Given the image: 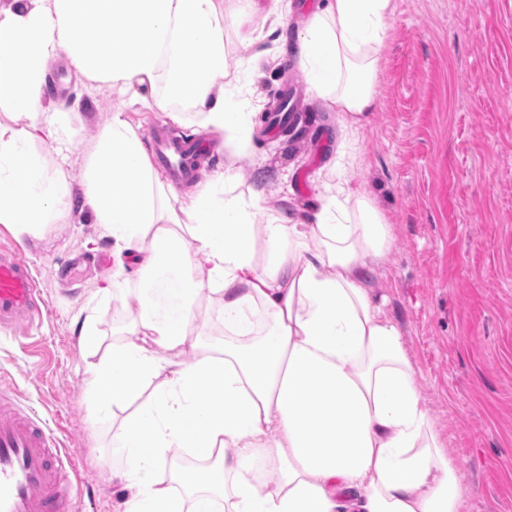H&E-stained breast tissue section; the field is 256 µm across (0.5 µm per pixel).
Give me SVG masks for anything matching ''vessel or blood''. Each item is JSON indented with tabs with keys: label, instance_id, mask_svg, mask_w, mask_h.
I'll use <instances>...</instances> for the list:
<instances>
[{
	"label": "vessel or blood",
	"instance_id": "b4317fda",
	"mask_svg": "<svg viewBox=\"0 0 512 512\" xmlns=\"http://www.w3.org/2000/svg\"><path fill=\"white\" fill-rule=\"evenodd\" d=\"M156 156L175 179L192 174L196 145L169 134L153 139ZM28 267L11 249L0 248V327L19 315L42 314ZM74 453L36 416L0 392V512H72Z\"/></svg>",
	"mask_w": 512,
	"mask_h": 512
}]
</instances>
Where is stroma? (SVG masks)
<instances>
[{
    "instance_id": "35a3bbf8",
    "label": "stroma",
    "mask_w": 512,
    "mask_h": 512,
    "mask_svg": "<svg viewBox=\"0 0 512 512\" xmlns=\"http://www.w3.org/2000/svg\"><path fill=\"white\" fill-rule=\"evenodd\" d=\"M270 0H223L228 84L268 116L294 93V135L263 126L250 150L173 123L130 95L87 91L64 62L51 64L50 96L69 110L67 158L35 141L70 189L81 157L112 112L128 113L144 139L174 133L210 144L200 171L233 165L241 191L260 188L268 207L308 213L337 150L330 102L310 99L296 64L304 0H281L289 19L270 28ZM375 84L376 106L356 135L359 162L344 180L372 191L392 226L393 246L373 286L405 330L418 390L464 488L461 512H512V0H396ZM253 39L243 48L242 35ZM34 249L0 224L41 292L43 319L0 329V390L45 419L74 449V512H118L112 433L125 408L96 419L79 344L86 314L115 343L137 313L135 294H103L112 281V240L89 211L63 203Z\"/></svg>"
}]
</instances>
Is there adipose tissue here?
I'll return each mask as SVG.
<instances>
[{"label":"adipose tissue","mask_w":512,"mask_h":512,"mask_svg":"<svg viewBox=\"0 0 512 512\" xmlns=\"http://www.w3.org/2000/svg\"><path fill=\"white\" fill-rule=\"evenodd\" d=\"M221 2L0 0V224L40 247L68 194L32 148L70 141L64 112L45 105L58 60L91 89L160 87L152 108L250 147L258 115L222 84ZM395 10V0H322L297 34L307 91L335 107L349 165ZM83 167L82 200L113 242L112 285H134L140 305L90 366L97 415L134 407L111 444L123 512H459L457 467L419 370L373 293L392 235L366 189L318 192L302 218L269 211L262 191L236 194L230 166L184 194L120 111ZM205 294L221 301L214 349L194 325ZM174 448L204 461L192 480L159 478Z\"/></svg>","instance_id":"obj_1"}]
</instances>
